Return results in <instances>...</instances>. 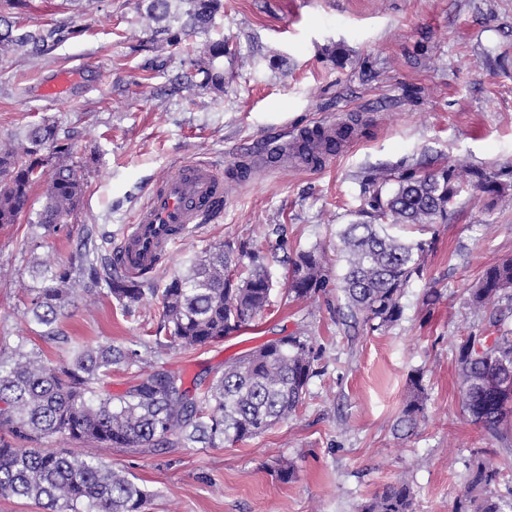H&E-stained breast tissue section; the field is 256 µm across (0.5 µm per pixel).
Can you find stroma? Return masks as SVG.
<instances>
[{"instance_id":"1","label":"stroma","mask_w":512,"mask_h":512,"mask_svg":"<svg viewBox=\"0 0 512 512\" xmlns=\"http://www.w3.org/2000/svg\"><path fill=\"white\" fill-rule=\"evenodd\" d=\"M18 25L62 28L40 63L0 58V140L20 142L29 125H57L85 183L72 224L36 238L28 222L0 227V348L24 344L46 358L68 342L143 349L167 336L161 291L210 247L250 241L276 283L263 317L202 347H175L156 367L188 378L221 375L227 362L284 336H309L320 357L296 416L265 433L216 448H101L150 497V512H357L385 485L403 481L413 512H452L474 460L498 467L495 494L512 498V429L492 434L461 409L455 351L482 319L468 306L484 269L512 256V195L488 203L463 193L436 225L422 279L400 300L402 317L376 332L345 325L340 294L287 298L282 286L298 251L323 248L340 273L336 232L372 193L375 167L431 169L463 163L512 182V0H224L209 34L224 39V89L186 84L182 49L158 43L139 0H29ZM157 61L149 69V61ZM62 71L65 96L40 94ZM353 116L358 138L325 167L270 166L239 182L265 142L325 118ZM225 172L224 208L178 243L122 308L106 286L79 284L48 339L32 319L23 281L36 263H67L86 235L103 239L101 265L157 179L180 162ZM438 302L426 303L430 289ZM422 374L425 416L396 427L409 380ZM294 470L279 477L281 466Z\"/></svg>"}]
</instances>
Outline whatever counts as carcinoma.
<instances>
[{"label":"carcinoma","instance_id":"carcinoma-1","mask_svg":"<svg viewBox=\"0 0 512 512\" xmlns=\"http://www.w3.org/2000/svg\"><path fill=\"white\" fill-rule=\"evenodd\" d=\"M146 17L155 23L151 38L139 44L149 50L157 41L176 46L191 35L207 33L224 0H144ZM26 0H0V53L22 51L32 59L62 38L59 28L28 30L13 15ZM224 40L205 43L208 64L190 77L199 85L224 90ZM71 146L55 125L29 126L16 147L0 144V226L17 224L27 213L33 188L46 186L35 226L56 233L71 223L85 193L83 176L69 163ZM367 202L375 224L355 221L339 230L337 250L344 261L336 276L352 324L373 331L402 317L400 298L414 279L423 278L424 261L434 240L404 241L388 226L412 225L420 231L448 218L463 191L472 187L498 197L512 186L484 168L463 164L432 170L376 171ZM78 251L69 264L40 265L27 287L33 320L44 335H57L56 324L71 305L77 279L92 272L124 308L143 293L138 282L114 277L97 268L98 245ZM249 264L236 273L239 256ZM331 271L318 249L300 250L289 263L287 296L311 299L326 291ZM273 278L264 257L245 241L210 246L175 274L161 293L166 341L154 353L175 345L203 346L242 331L270 306ZM470 308L486 320L484 330L463 339L456 349L462 408L471 421L492 433L512 417V258L487 267L471 289ZM318 351L307 336H289L261 345L224 366L208 383L175 371H159L136 349L110 343L82 344L52 362L18 344L0 352V497L44 504L52 512H148L149 494L125 473L96 454L76 455L58 448H21L15 441L57 438L93 443L102 448H155L201 443L208 447L234 444L287 422L304 403L314 375ZM114 366L136 368L137 382L114 398L98 384ZM423 376L411 379L410 395L397 426L410 432L424 414ZM499 469L478 460L453 512H512L492 492ZM410 486L400 481L385 486L361 512H412Z\"/></svg>","mask_w":512,"mask_h":512}]
</instances>
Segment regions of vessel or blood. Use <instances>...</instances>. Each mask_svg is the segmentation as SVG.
Listing matches in <instances>:
<instances>
[{"instance_id": "obj_1", "label": "vessel or blood", "mask_w": 512, "mask_h": 512, "mask_svg": "<svg viewBox=\"0 0 512 512\" xmlns=\"http://www.w3.org/2000/svg\"><path fill=\"white\" fill-rule=\"evenodd\" d=\"M302 137L298 129L289 139L269 142L261 154L262 162L280 156L290 158L295 168H314V161L301 151ZM223 198L224 178L208 162H184L158 180L147 203L126 227L114 257L118 274L138 279L153 273L170 257L175 244L194 235L199 225L214 220Z\"/></svg>"}]
</instances>
